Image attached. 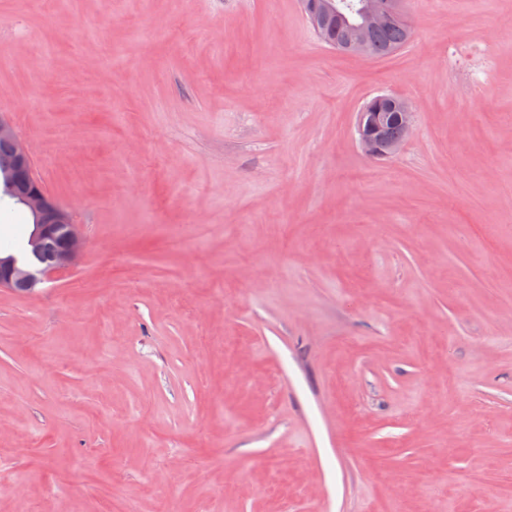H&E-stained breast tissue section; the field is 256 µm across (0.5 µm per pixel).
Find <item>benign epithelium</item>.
I'll use <instances>...</instances> for the list:
<instances>
[{"mask_svg":"<svg viewBox=\"0 0 512 512\" xmlns=\"http://www.w3.org/2000/svg\"><path fill=\"white\" fill-rule=\"evenodd\" d=\"M304 12L312 16L314 25L323 23L330 14L339 13L341 4L337 0H322L320 9L300 0ZM400 16L398 0H362L357 6V28L365 31ZM401 112L358 113V143L362 152L370 159L383 160L395 155L403 141L386 142L383 131L394 118L403 121L406 130H411L415 114L413 104L401 102ZM0 140L13 145V162L9 168L7 182L22 189L21 203L34 215L36 224L31 243L39 250L44 241L61 234L58 248L50 264L42 267L19 265L12 258L0 260V288H12L20 282L42 283L53 273L74 265L83 249V236L78 225L70 221L69 214L57 201L46 193L34 178L29 153L17 138L12 123L0 118Z\"/></svg>","mask_w":512,"mask_h":512,"instance_id":"obj_1","label":"benign epithelium"}]
</instances>
